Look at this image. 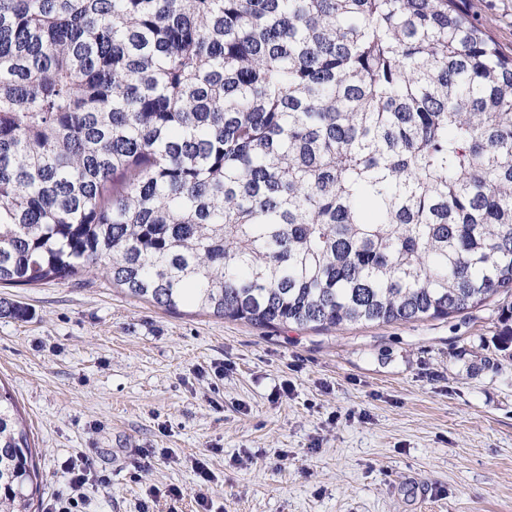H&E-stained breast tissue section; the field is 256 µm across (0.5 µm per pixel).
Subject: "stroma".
Segmentation results:
<instances>
[{
    "label": "stroma",
    "instance_id": "stroma-1",
    "mask_svg": "<svg viewBox=\"0 0 512 512\" xmlns=\"http://www.w3.org/2000/svg\"><path fill=\"white\" fill-rule=\"evenodd\" d=\"M512 49V0H469ZM0 383L42 501L89 457L84 512H512V296L446 319L256 328L170 313L93 274L0 287ZM177 487L181 499H170Z\"/></svg>",
    "mask_w": 512,
    "mask_h": 512
}]
</instances>
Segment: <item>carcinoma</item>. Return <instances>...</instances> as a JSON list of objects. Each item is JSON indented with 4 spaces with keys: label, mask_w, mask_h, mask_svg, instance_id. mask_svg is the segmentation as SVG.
<instances>
[{
    "label": "carcinoma",
    "mask_w": 512,
    "mask_h": 512,
    "mask_svg": "<svg viewBox=\"0 0 512 512\" xmlns=\"http://www.w3.org/2000/svg\"><path fill=\"white\" fill-rule=\"evenodd\" d=\"M257 328L512 292V53L464 0H0V285ZM43 477L0 389V512Z\"/></svg>",
    "instance_id": "obj_1"
}]
</instances>
